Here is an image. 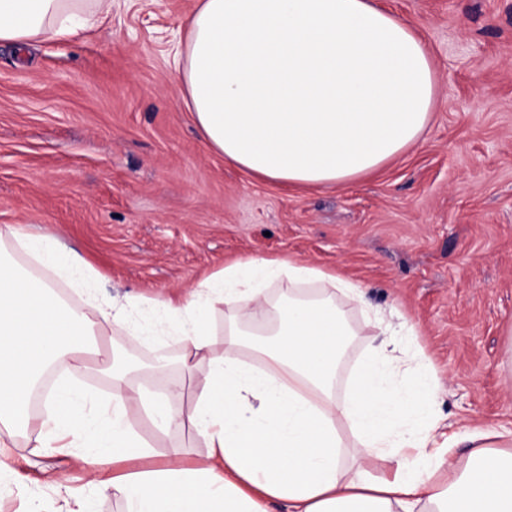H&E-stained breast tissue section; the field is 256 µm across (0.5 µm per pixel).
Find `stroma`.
I'll list each match as a JSON object with an SVG mask.
<instances>
[{
    "instance_id": "obj_1",
    "label": "stroma",
    "mask_w": 512,
    "mask_h": 512,
    "mask_svg": "<svg viewBox=\"0 0 512 512\" xmlns=\"http://www.w3.org/2000/svg\"><path fill=\"white\" fill-rule=\"evenodd\" d=\"M413 19L437 76L438 109L422 141L376 175L331 189H291L226 164L200 139L172 67L174 34L198 0H107L88 28L24 48L0 45V228L54 233L98 271L99 293L146 317L148 300L248 258L294 259L364 286L338 296L359 331L335 385L346 396L383 338L369 307L416 330L401 354L439 386L443 431L512 428V0H377ZM132 422L153 457L207 450L189 428ZM27 440L0 512L31 495L64 507L89 475L65 455L29 466Z\"/></svg>"
}]
</instances>
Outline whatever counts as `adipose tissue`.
<instances>
[{
	"instance_id": "ef3b65f1",
	"label": "adipose tissue",
	"mask_w": 512,
	"mask_h": 512,
	"mask_svg": "<svg viewBox=\"0 0 512 512\" xmlns=\"http://www.w3.org/2000/svg\"><path fill=\"white\" fill-rule=\"evenodd\" d=\"M86 0H0V43L51 39L83 23ZM173 59L182 102L201 138L226 163L261 180L333 188L383 167L419 142L437 110L436 73L414 23L373 0H199ZM50 278L0 263V449L22 435L43 455L65 452L93 487L125 512H512V431L473 428L468 462L453 479L439 475L451 448L431 402L429 373L402 365L387 348L337 398L336 368L353 331L335 303L363 299L361 285L293 260L253 258L225 266L178 299L155 301L146 324L125 307L93 296L63 301L52 278L92 287L96 272L52 235L19 237ZM287 279L277 301L265 284ZM316 282V295L297 285ZM224 304L223 350H215L204 307ZM282 321L262 366L240 357L241 339ZM120 330L137 341L178 336L180 365L206 364L187 407L184 387L148 396L130 386L121 358L99 337ZM88 369L112 379L102 420L89 431L79 386L46 392L34 415L31 394L47 369ZM405 369L408 382L393 376ZM144 405L160 431L190 428L208 454L179 465L181 449L156 468L109 475L111 464L153 456L129 420ZM357 432L345 446L341 423ZM377 460L388 477L368 476Z\"/></svg>"
}]
</instances>
